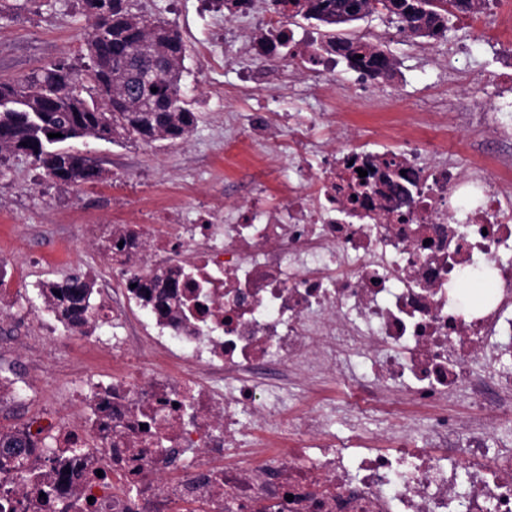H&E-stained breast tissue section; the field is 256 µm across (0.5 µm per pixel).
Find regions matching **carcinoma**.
I'll list each match as a JSON object with an SVG mask.
<instances>
[{
  "instance_id": "1",
  "label": "carcinoma",
  "mask_w": 512,
  "mask_h": 512,
  "mask_svg": "<svg viewBox=\"0 0 512 512\" xmlns=\"http://www.w3.org/2000/svg\"><path fill=\"white\" fill-rule=\"evenodd\" d=\"M292 15L314 20L332 31L329 46L347 62L364 69L371 77L390 74L391 58L377 45L359 39H344L336 29L368 16L369 0H286ZM404 11L388 10L389 17L415 38L431 39L448 31L449 18L460 10L481 13L489 0H388ZM85 41L97 44L91 65L77 72L58 62L18 79L0 81V96H15L18 104L0 111V154L22 153L31 157L59 182L72 185L95 183L98 169L86 166L79 153L57 144L99 135L108 142L174 141L187 137L195 128L197 113L182 91L186 47L168 23L148 20L132 12L127 0H112L111 16L94 21ZM161 61L162 77L148 83L140 79L142 69ZM157 92H151V89ZM60 133V138L48 134ZM59 294H54V291ZM43 303L66 328L97 314L91 303V286L78 276L45 284L38 289ZM15 450L0 453L3 464L20 461L31 448L19 433L4 437Z\"/></svg>"
}]
</instances>
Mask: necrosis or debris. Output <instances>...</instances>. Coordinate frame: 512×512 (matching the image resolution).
<instances>
[{"mask_svg":"<svg viewBox=\"0 0 512 512\" xmlns=\"http://www.w3.org/2000/svg\"><path fill=\"white\" fill-rule=\"evenodd\" d=\"M233 124L288 156L282 201L102 229L118 301L82 334L122 325V362L85 365L72 422L24 427L0 512H512V159L443 149L442 125L407 140L398 187L354 200L345 161L391 130ZM472 280L492 294L468 301Z\"/></svg>","mask_w":512,"mask_h":512,"instance_id":"1","label":"necrosis or debris"}]
</instances>
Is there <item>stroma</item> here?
Instances as JSON below:
<instances>
[{"label":"stroma","instance_id":"obj_1","mask_svg":"<svg viewBox=\"0 0 512 512\" xmlns=\"http://www.w3.org/2000/svg\"><path fill=\"white\" fill-rule=\"evenodd\" d=\"M13 2L14 11L0 16V79L18 78L58 60L83 69L84 37L92 19L82 0ZM129 6L146 18L165 21L186 43L190 57L181 85L186 97L197 102L198 122L186 139L172 143L73 141L75 150L103 170L93 184L55 181L21 153L0 156V258L10 259L17 271L13 303L0 314V367L33 381L68 377L67 384L47 388L29 408L1 409L0 431L22 427L41 413L64 420L75 415L64 400V387L79 384L80 363L93 344L78 336L50 342L31 283L64 278L67 271L101 259L96 244L84 237V225L140 224L146 212L160 206L176 208L180 223L191 224L201 205L222 202L233 208L250 192L264 155L244 138L237 151L218 156L225 119L272 112L306 123L316 113L330 112L343 114L361 130L389 120L407 137L419 122L450 125L473 102L486 100L485 90L470 77L496 64L495 51L457 22L449 23L441 39H414L387 15L376 13L340 31L348 38H369L394 60L392 75L374 81L370 100L351 94L355 75L342 63L332 95L318 93L301 74L291 94L283 96L274 88L287 80V73L261 62L252 49L264 32L270 0H252L248 13L231 18L208 8L205 0H129ZM452 67L461 83H449ZM248 72L262 77L271 93L245 91L241 79ZM64 243L71 246L65 259L60 256Z\"/></svg>","mask_w":512,"mask_h":512}]
</instances>
